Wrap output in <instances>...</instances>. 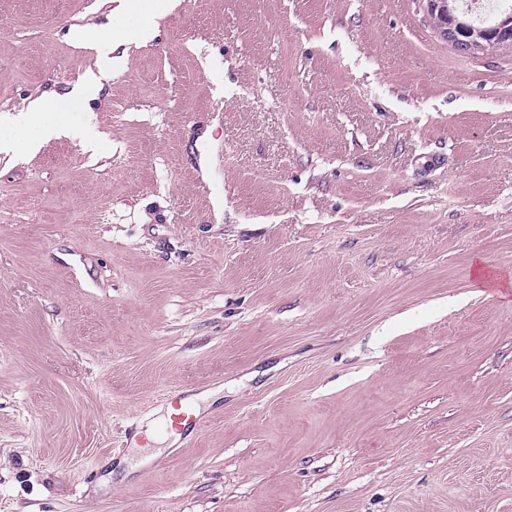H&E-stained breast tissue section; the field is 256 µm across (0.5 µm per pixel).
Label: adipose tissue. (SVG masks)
Wrapping results in <instances>:
<instances>
[{
    "instance_id": "obj_1",
    "label": "adipose tissue",
    "mask_w": 512,
    "mask_h": 512,
    "mask_svg": "<svg viewBox=\"0 0 512 512\" xmlns=\"http://www.w3.org/2000/svg\"><path fill=\"white\" fill-rule=\"evenodd\" d=\"M75 45L93 47L98 51V70L87 73L78 85L68 94L50 101L36 100L25 109L24 118L27 125L37 127V137L27 141V151L34 152L43 140L60 135L73 129L75 112L81 111L85 97L100 86V80L112 73V57L118 45L125 41L124 36H103L93 29H76L71 33Z\"/></svg>"
}]
</instances>
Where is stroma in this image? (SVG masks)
I'll return each instance as SVG.
<instances>
[{"mask_svg": "<svg viewBox=\"0 0 512 512\" xmlns=\"http://www.w3.org/2000/svg\"><path fill=\"white\" fill-rule=\"evenodd\" d=\"M116 6L0 0V139L94 69L71 29L150 32L81 137L0 152V512H512V49ZM174 412L171 415V428L179 432L181 436H188L198 429L199 419L192 412V409L184 395L175 393L171 399Z\"/></svg>", "mask_w": 512, "mask_h": 512, "instance_id": "obj_1", "label": "stroma"}]
</instances>
